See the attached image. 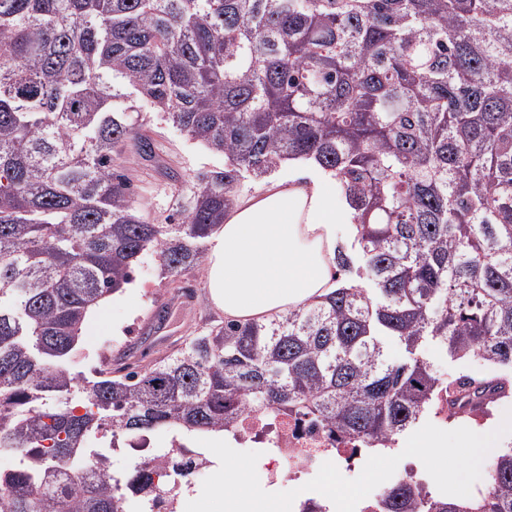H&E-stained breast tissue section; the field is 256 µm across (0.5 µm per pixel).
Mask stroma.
Here are the masks:
<instances>
[{
  "label": "stroma",
  "mask_w": 512,
  "mask_h": 512,
  "mask_svg": "<svg viewBox=\"0 0 512 512\" xmlns=\"http://www.w3.org/2000/svg\"><path fill=\"white\" fill-rule=\"evenodd\" d=\"M149 136L154 144V160L130 157L125 172L144 216L160 220L171 206V174L185 178L204 167L222 166L224 160L156 120L150 124ZM134 274L132 287L112 296L106 306L87 316L81 351L70 366L72 374L92 377L103 353L111 355L116 368L129 363L146 366L179 346L195 328L221 319V312L213 306L203 286L205 271H187L173 286L161 280L158 262L147 255L136 265ZM164 303L169 304L170 314L162 324L156 313Z\"/></svg>",
  "instance_id": "1"
}]
</instances>
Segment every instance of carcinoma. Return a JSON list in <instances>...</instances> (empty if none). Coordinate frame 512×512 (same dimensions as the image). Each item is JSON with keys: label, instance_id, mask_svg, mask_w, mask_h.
<instances>
[{"label": "carcinoma", "instance_id": "cac0c4a2", "mask_svg": "<svg viewBox=\"0 0 512 512\" xmlns=\"http://www.w3.org/2000/svg\"><path fill=\"white\" fill-rule=\"evenodd\" d=\"M142 100L224 158L162 222L122 167L153 154ZM298 159L354 210L336 288L72 375L87 313L144 254L170 283L201 268L240 185ZM428 344L512 367V0H0V512H124L90 459L108 436L289 411L388 448L445 399L475 415L512 395L507 375L444 386ZM377 512H512V448L475 499L402 478Z\"/></svg>", "mask_w": 512, "mask_h": 512}]
</instances>
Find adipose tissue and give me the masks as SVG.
<instances>
[{"mask_svg": "<svg viewBox=\"0 0 512 512\" xmlns=\"http://www.w3.org/2000/svg\"><path fill=\"white\" fill-rule=\"evenodd\" d=\"M353 221L336 181L310 162L292 184L239 201L213 236L205 288L226 319L263 320L333 287L335 228Z\"/></svg>", "mask_w": 512, "mask_h": 512, "instance_id": "obj_1", "label": "adipose tissue"}]
</instances>
